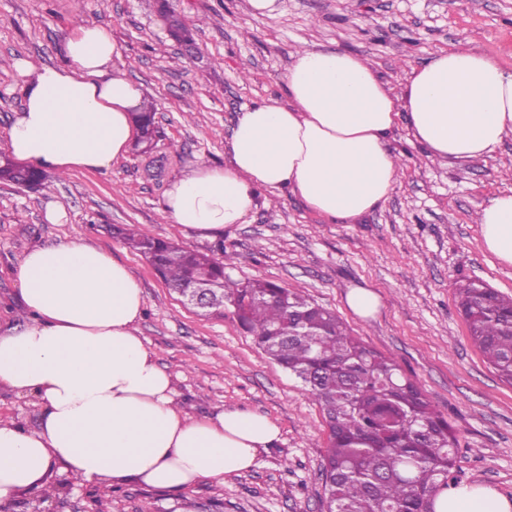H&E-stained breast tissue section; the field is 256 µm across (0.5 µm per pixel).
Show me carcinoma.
<instances>
[{
    "label": "carcinoma",
    "mask_w": 512,
    "mask_h": 512,
    "mask_svg": "<svg viewBox=\"0 0 512 512\" xmlns=\"http://www.w3.org/2000/svg\"><path fill=\"white\" fill-rule=\"evenodd\" d=\"M170 35L189 39L181 17L162 10ZM139 152L158 130L151 102L135 113ZM0 156V179L39 180ZM117 233L178 292L203 274L216 294L209 312L231 308L242 330L288 373L325 413L329 446L322 463L325 512H433L456 465V436L398 363L366 347L335 313L274 282H241L226 272L231 257L185 250L128 225ZM471 337L498 376L512 384V297L476 280L456 284Z\"/></svg>",
    "instance_id": "1"
}]
</instances>
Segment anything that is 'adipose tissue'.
I'll return each instance as SVG.
<instances>
[{"label":"adipose tissue","instance_id":"obj_1","mask_svg":"<svg viewBox=\"0 0 512 512\" xmlns=\"http://www.w3.org/2000/svg\"><path fill=\"white\" fill-rule=\"evenodd\" d=\"M64 54L62 65L15 59L22 100L10 153L58 174L108 169L136 138L145 92L105 27L76 25ZM284 80L287 103L238 114L226 166L171 181L174 223L203 234L242 223L263 189L288 190L329 218L360 217L398 183L389 141L401 116L433 162L490 155L512 135V73L463 45L409 66L398 95L343 51L299 50ZM477 222L486 248L512 264V190ZM17 277L28 317L0 333V391L35 396L40 425L0 419V503L46 485L56 464L82 483L177 492L250 470L279 440L264 415L226 408L196 418L180 407L174 376L139 334L142 290L108 251L81 240L37 245ZM434 512H512V500L474 482L439 493Z\"/></svg>","mask_w":512,"mask_h":512}]
</instances>
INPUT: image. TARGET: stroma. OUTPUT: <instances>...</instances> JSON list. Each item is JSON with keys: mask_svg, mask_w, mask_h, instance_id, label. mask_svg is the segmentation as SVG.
Masks as SVG:
<instances>
[{"mask_svg": "<svg viewBox=\"0 0 512 512\" xmlns=\"http://www.w3.org/2000/svg\"><path fill=\"white\" fill-rule=\"evenodd\" d=\"M191 28L194 44L170 39L156 0H0V151L21 104L13 61L64 64L76 22L109 27L126 74L143 84L162 137L152 154L129 152L99 172L47 173L36 190L0 181V332L20 325L17 267L36 245L91 242L123 262L145 299L139 334L178 400L193 416L225 408L263 414L281 429L257 466L204 479L182 492L129 481L115 486L110 512H323L321 468L328 428L300 382L242 332L232 310L203 315L184 306L149 262L114 227L136 224L184 249L232 254L237 280H270L333 310L365 345L393 357L447 416L458 438L449 484L481 482L512 498V384L502 381L474 344L457 307L455 283L482 281L512 295V265L483 243L475 218L512 188V136L489 156L430 162L397 126L390 146L400 178L387 200L355 221L311 210L285 190H262L242 223L209 238L174 223L164 209L172 178L191 167L224 166L237 115L286 101L291 55L339 50L367 58L394 90L407 65L467 44L512 72V0H277L270 16L247 0H168ZM60 204L64 223L46 220ZM374 291L378 312L355 315L350 287ZM97 486L52 468L32 491L42 512H94Z\"/></svg>", "mask_w": 512, "mask_h": 512, "instance_id": "1", "label": "stroma"}]
</instances>
